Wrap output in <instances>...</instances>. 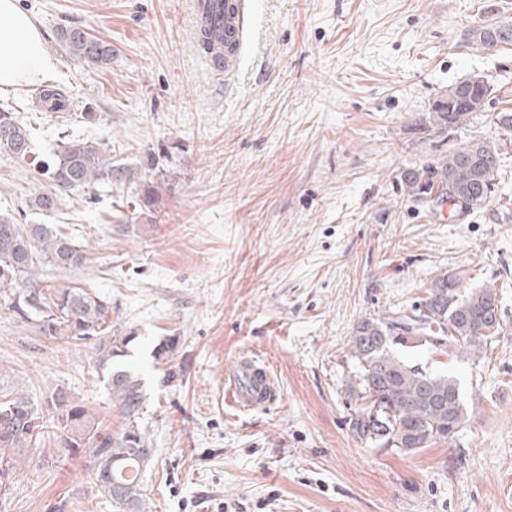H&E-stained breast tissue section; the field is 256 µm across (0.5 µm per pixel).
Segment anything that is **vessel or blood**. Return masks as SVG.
I'll return each instance as SVG.
<instances>
[{"label": "vessel or blood", "mask_w": 512, "mask_h": 512, "mask_svg": "<svg viewBox=\"0 0 512 512\" xmlns=\"http://www.w3.org/2000/svg\"><path fill=\"white\" fill-rule=\"evenodd\" d=\"M224 35L228 41L224 49V64L232 66L247 35L242 5L225 7ZM228 402L240 411L264 409L279 397L278 383L268 369L259 367L255 361L242 362L238 370L225 383Z\"/></svg>", "instance_id": "obj_1"}]
</instances>
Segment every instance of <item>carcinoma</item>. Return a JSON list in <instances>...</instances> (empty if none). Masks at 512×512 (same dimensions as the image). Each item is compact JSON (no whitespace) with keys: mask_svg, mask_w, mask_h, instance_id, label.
<instances>
[{"mask_svg":"<svg viewBox=\"0 0 512 512\" xmlns=\"http://www.w3.org/2000/svg\"><path fill=\"white\" fill-rule=\"evenodd\" d=\"M466 42L491 50L512 43V22L484 20L465 33ZM59 41L69 55L93 67L112 64V45L87 30L73 27L60 31ZM197 50L215 67H224V28L205 19L195 36ZM470 76L448 89L424 118V130L443 134L467 124L493 98L509 102L512 87L482 80L471 92ZM65 93L54 86L41 90L40 108L61 112ZM504 142L473 136L453 146L427 165L400 172L398 183L407 198L424 202L439 218L449 205L473 210L483 206L501 167ZM39 165L51 189L28 202L34 215L59 209L62 193L80 191L101 181L138 186L134 210L152 215L162 203L171 158L149 153L133 169L114 163L99 143L84 139L61 142L48 160L37 158L30 132L14 113L0 110V155ZM87 250L47 224H18L0 218V291L7 292L9 307L22 320L35 324L50 339L95 341L97 368L106 373L112 405L123 418L121 430L109 432L95 415L63 388H56L44 418L28 394L10 391L0 396V492L18 473L28 449L44 441V429L55 430L58 452L82 454L96 493L115 501L123 512H143L142 473L151 462L153 449L137 420L145 401L143 382L134 370L118 362L127 356L136 336L112 335V300L91 288L52 285L42 278V268L82 267ZM462 277L445 270L423 291V297L407 313L385 318H365L350 340L357 369L347 388L358 408L352 431L359 439L383 448L414 453L455 437L467 417V402L459 381L446 373H434L403 359L398 350L427 346L441 352L451 348L480 350L502 330L497 288L484 285L461 290Z\"/></svg>","mask_w":512,"mask_h":512,"instance_id":"obj_1","label":"carcinoma"}]
</instances>
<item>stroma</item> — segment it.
Returning a JSON list of instances; mask_svg holds the SVG:
<instances>
[{
  "label": "stroma",
  "instance_id": "stroma-1",
  "mask_svg": "<svg viewBox=\"0 0 512 512\" xmlns=\"http://www.w3.org/2000/svg\"><path fill=\"white\" fill-rule=\"evenodd\" d=\"M43 30L69 115L35 106V87L0 88L39 154L91 139L135 165L168 153L175 177L154 219L133 217L130 185L67 193L48 222L85 247L86 266L45 281L112 300V331L135 333L125 364L144 383L138 421L154 450L146 512H512V146L486 205L435 220L397 182L470 136L500 139L486 104L445 138L424 130L434 101L481 76L512 86V45L471 48L466 30L512 17V0H249V37L231 76L193 47L190 0H19ZM112 44L109 67L70 56L60 29ZM49 184L0 155V213L22 219ZM464 288L495 284L503 329L477 353L404 358L448 371L468 418L413 454L351 431L350 339L367 317L410 311L441 269ZM170 362L154 359L164 339ZM276 372L280 397L242 413L224 379L242 359ZM179 378L161 379L168 366ZM68 389L119 428L93 343L52 340L0 303V393L39 406ZM82 458L17 473L0 512H120L85 494Z\"/></svg>",
  "mask_w": 512,
  "mask_h": 512
}]
</instances>
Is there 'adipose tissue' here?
I'll return each instance as SVG.
<instances>
[{
  "instance_id": "ef3b65f1",
  "label": "adipose tissue",
  "mask_w": 512,
  "mask_h": 512,
  "mask_svg": "<svg viewBox=\"0 0 512 512\" xmlns=\"http://www.w3.org/2000/svg\"><path fill=\"white\" fill-rule=\"evenodd\" d=\"M53 67L45 37L18 0H0V87L44 80Z\"/></svg>"
}]
</instances>
